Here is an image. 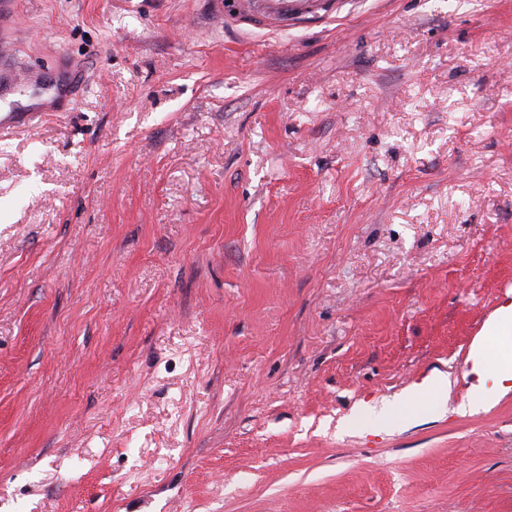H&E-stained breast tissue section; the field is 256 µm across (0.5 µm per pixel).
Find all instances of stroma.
I'll list each match as a JSON object with an SVG mask.
<instances>
[{
    "mask_svg": "<svg viewBox=\"0 0 512 512\" xmlns=\"http://www.w3.org/2000/svg\"><path fill=\"white\" fill-rule=\"evenodd\" d=\"M333 3L20 0L0 512H512V0ZM318 0H211L214 12L219 17L231 13L237 17H250L256 14L288 18L289 14L305 17L313 14L310 7ZM486 336H498L502 340V352L500 356V371L505 378H512V352H510L509 340L512 335V315L502 313L486 329ZM512 337V336H511ZM509 339V340H508Z\"/></svg>",
    "mask_w": 512,
    "mask_h": 512,
    "instance_id": "1",
    "label": "stroma"
}]
</instances>
